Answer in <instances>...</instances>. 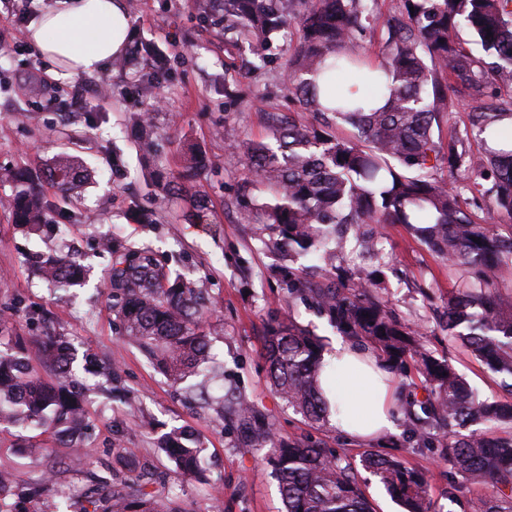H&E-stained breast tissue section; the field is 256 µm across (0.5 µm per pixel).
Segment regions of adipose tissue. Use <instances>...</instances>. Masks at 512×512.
<instances>
[{"label": "adipose tissue", "instance_id": "adipose-tissue-1", "mask_svg": "<svg viewBox=\"0 0 512 512\" xmlns=\"http://www.w3.org/2000/svg\"><path fill=\"white\" fill-rule=\"evenodd\" d=\"M130 18L124 0H57L31 25L34 48L67 75H95L124 52ZM325 397L340 407L332 420L346 437L370 441L395 430V390L371 351L338 341L326 354Z\"/></svg>", "mask_w": 512, "mask_h": 512}]
</instances>
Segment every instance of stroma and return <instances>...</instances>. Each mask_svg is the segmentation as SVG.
Here are the masks:
<instances>
[{
    "label": "stroma",
    "instance_id": "35a3bbf8",
    "mask_svg": "<svg viewBox=\"0 0 512 512\" xmlns=\"http://www.w3.org/2000/svg\"><path fill=\"white\" fill-rule=\"evenodd\" d=\"M130 17L133 38L151 42L160 55L159 82L148 90L132 78L143 68L140 59H131L125 73L110 68L99 75L63 78L31 45L28 27L0 25V170L21 165L37 172L55 154L67 151L92 171L91 179L52 213L58 232L42 238L12 224L5 207L12 188L0 183V312H12L11 335L27 339L51 330L66 336L78 355L91 351L112 358L119 369L111 397H87L88 451L74 452L68 443L45 434L38 438L45 455H22L21 429L1 426L0 470L14 471L24 483L35 472L53 470L54 486L67 498L87 488L90 473L109 469L124 475L129 468L144 467L180 512H213L217 505L223 512L283 510L271 466L261 451L243 442L235 418H218L214 410L189 402L182 388L170 384L123 336L107 288L112 255L102 240L109 237L151 247L171 269L206 281L214 303L212 318L224 325L223 333L211 339L213 354L224 364V389L246 392L280 436L311 438L353 463L369 448L384 453L399 449L407 466L428 473L437 512H448L444 492L449 465L438 456L447 434L412 422L403 411L407 395L421 385L419 377H394L396 430L369 444L348 440L333 426L313 430L267 382L263 347L271 321L293 320L329 348L339 338L326 317L289 300L274 279L272 272L285 254L257 239L252 225L241 220L235 191L247 177L245 159L224 140L228 121L245 141L269 139L267 113L287 111L285 77L299 39L296 27L279 39L273 62L241 79L243 99L228 110L224 66L236 61L240 51L228 45L227 34L197 9L195 0H137ZM102 83L111 84V94L93 95L92 87ZM146 109L156 112L158 147L153 151L128 131L129 114ZM190 143L210 160L193 181L212 201L205 224L186 223L179 206L162 200L149 186L155 174L180 172L182 149ZM137 202L155 208V223L141 224L131 216ZM383 233L386 262L363 255L354 241L338 266L380 270L392 310L402 321L421 324L431 354L449 356L479 398L511 397L498 377L449 336L440 319L462 272L449 267L405 225H384ZM49 249L75 251L90 269L88 282L62 291L41 280L28 257ZM33 310L40 319H29ZM174 426L192 431L203 444L208 481L182 479L159 451L160 436Z\"/></svg>",
    "mask_w": 512,
    "mask_h": 512
}]
</instances>
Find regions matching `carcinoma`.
<instances>
[{"mask_svg":"<svg viewBox=\"0 0 512 512\" xmlns=\"http://www.w3.org/2000/svg\"><path fill=\"white\" fill-rule=\"evenodd\" d=\"M375 0H209L221 14L235 43L248 46L250 57L224 72V106L235 104L233 86L242 72L272 61L275 36L295 24L300 39L292 67L304 75L288 85V95L303 112L331 116L348 125L351 136L329 128L298 123L283 113L267 114L270 140L241 139L233 125L224 140L243 153L250 177L239 194L251 195L254 183L268 186L272 198L244 212L259 211L265 221L254 226L263 239L288 246V261L275 270L288 295L307 299L325 313L339 333L364 339L383 367L422 377L424 396L409 404L419 423L445 424L468 433L440 448L450 465L448 512H512V437H493L471 426L485 421L512 424V403L478 399L451 358H436L422 343L416 325L399 322L388 299L373 294L367 277L336 282V259L349 244V233L362 241L366 254L381 255L383 237L372 241L365 224H404L468 279L448 298L445 326L493 374L512 387V233L503 236L479 222L473 210L486 208L512 218V0H400L397 13L383 21L385 56L378 66L360 55L365 20ZM469 29L483 57L464 51L456 38ZM492 37H487V34ZM131 54L147 59L135 81L153 85L159 72L149 62L147 43ZM367 86L369 96H386L372 108L368 101L339 92L340 77ZM511 90L509 99L501 89ZM471 98L470 130L478 154L458 150L435 135L455 111L461 91ZM130 121L150 146L154 134L150 112H134ZM468 173L458 181L459 172ZM45 178L62 194L85 180L78 157L60 154ZM12 184L9 208L14 224L33 234L54 228L55 201L23 169L8 170ZM491 183L485 187L484 183ZM182 200L193 224L208 221L206 195L184 191ZM112 251L108 280L112 308L124 335L148 354L174 384L191 379L207 400L208 382L222 374L211 352L217 325L205 317L203 280L172 271L148 247L105 242ZM298 255L318 262L321 280L312 282L295 266ZM38 276L50 286L80 282L85 269L68 255L43 253ZM0 320V423L45 429L71 442L88 427L87 387L75 379L68 339L51 332L28 343L5 336ZM52 374L43 378L31 365L28 350ZM267 381L270 388L310 426L325 425L329 406L320 392L324 371L321 340L300 325L276 323L267 330ZM246 443L264 451L277 479L285 512H373L355 469L334 448L305 439L276 437L269 423L243 392L228 399ZM159 450L185 480L205 479L202 448L194 435L174 429L159 440ZM361 466L384 485L405 512H435L424 471L405 465L395 453L366 450ZM17 477L0 471V512H65L52 493L50 472L29 482L25 499L10 502ZM491 486L490 495L466 496L463 486ZM77 512H179L167 497L140 476L132 484L107 471L95 478L78 500Z\"/></svg>","mask_w":512,"mask_h":512,"instance_id":"obj_1","label":"carcinoma"}]
</instances>
